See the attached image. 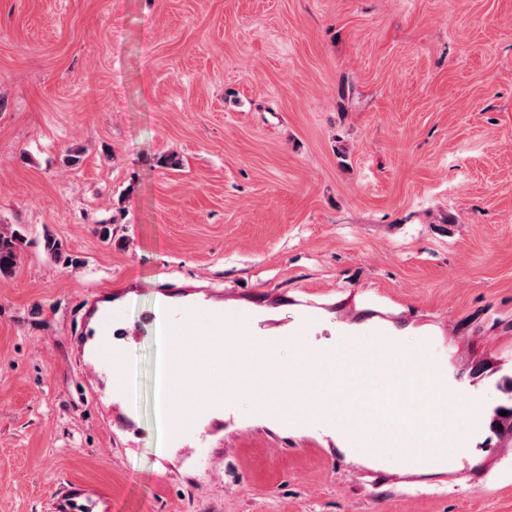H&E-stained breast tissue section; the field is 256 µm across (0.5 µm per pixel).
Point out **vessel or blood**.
Returning a JSON list of instances; mask_svg holds the SVG:
<instances>
[{"mask_svg": "<svg viewBox=\"0 0 512 512\" xmlns=\"http://www.w3.org/2000/svg\"><path fill=\"white\" fill-rule=\"evenodd\" d=\"M83 324L88 339L94 342L84 363L86 373L97 383L111 384L116 394L124 385L125 353L140 336L162 327L174 368H188L211 391L206 398H188L172 420L169 433L170 448L202 469L209 465L213 437L223 428L225 417L233 409L231 399L214 390L224 372L225 335L245 338V345L238 348L234 357L237 369L243 376L254 369H263L265 376L257 384L262 410L281 419L288 405L281 384L282 372L275 359L277 347L290 336L312 335L322 321L318 313L309 311L291 330L284 331L272 320L225 306L223 296L219 295L199 304L184 300L166 302L159 317H147L137 327L129 325L122 306L100 300L84 306ZM390 349L405 358L410 355L409 350L397 344L392 331L381 325L357 332L350 344L340 350L309 344L306 358L332 370L347 355L353 357L355 366H370L383 378L388 371L385 353Z\"/></svg>", "mask_w": 512, "mask_h": 512, "instance_id": "b4317fda", "label": "vessel or blood"}]
</instances>
